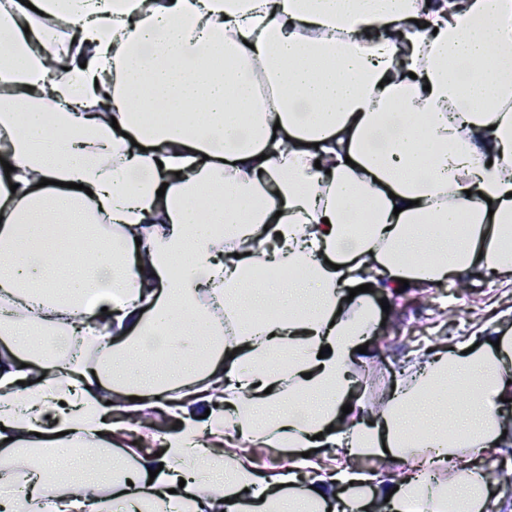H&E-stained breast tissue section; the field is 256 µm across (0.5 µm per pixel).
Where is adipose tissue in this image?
Masks as SVG:
<instances>
[{
    "instance_id": "obj_1",
    "label": "adipose tissue",
    "mask_w": 512,
    "mask_h": 512,
    "mask_svg": "<svg viewBox=\"0 0 512 512\" xmlns=\"http://www.w3.org/2000/svg\"><path fill=\"white\" fill-rule=\"evenodd\" d=\"M0 29V442L39 458L22 499L112 512L80 480L127 512H481L479 462L512 447V336L430 350L378 411L349 375L377 323L358 286L512 284V0H0ZM68 224L94 234L67 246ZM145 410L178 422L160 454L90 468ZM213 436L235 448L214 467Z\"/></svg>"
}]
</instances>
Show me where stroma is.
Returning <instances> with one entry per match:
<instances>
[{
  "label": "stroma",
  "mask_w": 512,
  "mask_h": 512,
  "mask_svg": "<svg viewBox=\"0 0 512 512\" xmlns=\"http://www.w3.org/2000/svg\"><path fill=\"white\" fill-rule=\"evenodd\" d=\"M456 307V320L443 318L442 311ZM403 314L400 329L392 334H377L370 339L368 354L355 366L359 375L368 379L362 396L372 399L387 394L408 353L430 346L433 338L449 342L472 339L489 324L512 329V286L466 287L457 291L448 285L418 293L406 292L397 304Z\"/></svg>",
  "instance_id": "1"
}]
</instances>
